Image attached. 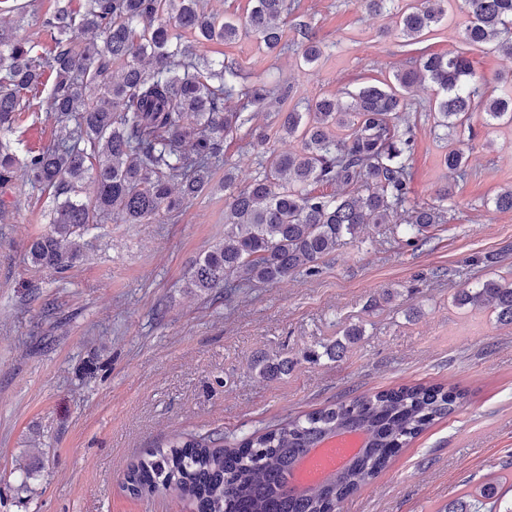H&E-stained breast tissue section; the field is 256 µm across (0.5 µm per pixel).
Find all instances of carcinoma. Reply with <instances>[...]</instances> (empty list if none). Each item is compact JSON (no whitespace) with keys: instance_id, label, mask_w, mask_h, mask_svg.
I'll return each instance as SVG.
<instances>
[{"instance_id":"obj_1","label":"carcinoma","mask_w":512,"mask_h":512,"mask_svg":"<svg viewBox=\"0 0 512 512\" xmlns=\"http://www.w3.org/2000/svg\"><path fill=\"white\" fill-rule=\"evenodd\" d=\"M463 39L512 57V0H466ZM370 15L391 12L401 35L414 45L448 16V0H357ZM285 0H254L241 25L207 12L200 0H56L43 20L53 49L43 56L20 34L19 25H0V187L23 166L33 184L52 197L49 228L27 244L36 268L64 273L82 257L91 226L107 219L140 224L164 213L171 219L210 184L224 164V138L243 133L252 148H264L265 130L251 125L253 109L265 106L270 90L238 85L231 64L204 54L206 43L228 42L240 33L255 36L268 52L283 39L278 23ZM194 35L175 39L171 26ZM301 59L314 65L322 46L306 22L297 23ZM395 85H366L343 106L323 97L301 112L278 114L279 129L299 139L297 152L272 153L256 174L237 185L224 169V239L202 254L187 285L229 295L256 284H273L297 273H316L320 260L342 239L355 238L368 224H402L403 242L417 247L424 230L448 222L446 185L436 202L412 198L411 156L415 140L407 97L427 80L433 91L436 126L451 133L470 127L473 113L485 124H512V96H486L462 53H421L394 75ZM50 83L39 106L56 130L47 146L19 158L5 136L12 133L24 94ZM239 105L227 106L232 98ZM444 164L458 181L468 178L462 150ZM93 195L82 197L87 182ZM343 186L342 194L316 187ZM456 305L483 309L512 324V279L489 278L454 296ZM363 336L350 325L342 338L304 360L341 357ZM263 378L288 373L294 361L256 356L250 363ZM464 393L455 383H416L362 393L288 419L261 434L224 447V433L179 435L131 464L125 476L133 493L163 492L189 502L197 512H339L340 505L390 463L434 422L454 414ZM361 433L363 447L325 481L300 491L289 484L298 461L327 438ZM505 493L493 482L451 500L442 512H477L490 501L501 508Z\"/></svg>"}]
</instances>
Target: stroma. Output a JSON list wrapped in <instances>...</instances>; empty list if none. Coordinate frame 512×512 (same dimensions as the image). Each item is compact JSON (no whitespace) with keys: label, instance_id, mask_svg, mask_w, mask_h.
I'll list each match as a JSON object with an SVG mask.
<instances>
[{"label":"stroma","instance_id":"1","mask_svg":"<svg viewBox=\"0 0 512 512\" xmlns=\"http://www.w3.org/2000/svg\"><path fill=\"white\" fill-rule=\"evenodd\" d=\"M54 0H0V24L23 19L37 52L52 46L44 18ZM285 47L268 54L252 37L207 44L235 63L243 85L287 88L253 119L275 152L300 149L270 116L323 96L345 97L392 81L408 48L392 14L370 15L355 0H286ZM463 0L423 36L435 54L464 53L498 96L512 85V58L463 42ZM308 22L323 54L298 56L297 21ZM429 89L408 97L414 123L412 195L433 202L454 185L448 221L413 248L394 227L342 239L317 275L244 288L228 298L186 285L193 262L224 237L225 196L205 191L177 219L95 225L76 266L58 274L31 266L30 237L48 227L52 200L17 170L0 188V512H189L162 494L136 496L124 471L175 435L220 430L225 443L369 390L406 383L460 384L466 403L437 421L343 512H440L471 487L512 476V324L459 308L455 294L512 274V211L493 199L512 185V127L484 125L445 140ZM55 136L43 113H20L11 136L19 153ZM463 149L470 176L455 182L443 156ZM398 295L384 301L385 291ZM418 308L409 316L408 308ZM365 334L336 359L302 356L341 337ZM259 354L289 357L288 374L259 377Z\"/></svg>","mask_w":512,"mask_h":512}]
</instances>
